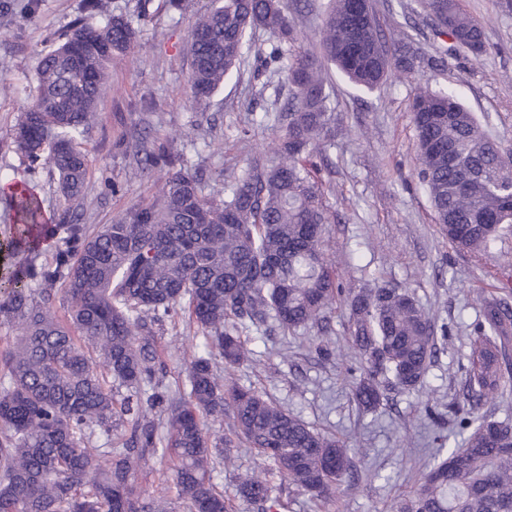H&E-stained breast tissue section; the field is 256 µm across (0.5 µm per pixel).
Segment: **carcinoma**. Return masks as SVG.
<instances>
[{"label":"carcinoma","mask_w":512,"mask_h":512,"mask_svg":"<svg viewBox=\"0 0 512 512\" xmlns=\"http://www.w3.org/2000/svg\"><path fill=\"white\" fill-rule=\"evenodd\" d=\"M328 0L321 55L301 50L288 0H214L193 26L191 88L208 99L241 71L257 29L272 37L265 61L286 73L291 97L278 115L282 134L269 151L224 186L203 195L171 142L146 154L163 174L158 198L98 229L72 219L88 174L81 141L97 122L112 57L137 47L122 17L81 21L39 61L37 95L12 141L28 165L57 176L68 207L46 221L38 195L12 193L11 248L32 253L58 230L65 248L49 263L28 259L9 271L0 321L11 335L0 348V512H172L165 495L140 501L137 474L163 448L174 459V486L185 512H232L213 473L235 469L224 451L246 442L262 465L238 474L240 499L271 512L265 463L281 483L322 500L357 470L344 441L328 437L252 388L222 377L220 365L253 360L243 330L270 321L287 331L318 328L337 304L348 307V339L358 356L352 392L375 410L386 393L419 389L437 353L435 320L406 290L386 283L343 288L325 257L330 223L312 158L326 137L330 65L355 89L377 90L392 74H414L396 55L371 0ZM434 37L480 56L481 24L456 0H421ZM411 112L418 178L448 241L476 257L512 231V154L482 127L454 91L415 82ZM61 287L67 316L55 308ZM188 313L204 339L186 363L185 381L162 388L152 326ZM512 349V308L481 299V320L467 356L463 401L456 404L461 442L437 455L394 512H512V423L482 411L504 386L501 363ZM125 388L120 394L112 382ZM232 419L235 439L210 438L201 419ZM128 427L120 448H98L100 430ZM166 432L160 433V425Z\"/></svg>","instance_id":"carcinoma-1"}]
</instances>
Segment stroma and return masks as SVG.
I'll return each instance as SVG.
<instances>
[{
    "mask_svg": "<svg viewBox=\"0 0 512 512\" xmlns=\"http://www.w3.org/2000/svg\"><path fill=\"white\" fill-rule=\"evenodd\" d=\"M484 27L487 52H460L439 74L420 65L430 86L457 91L464 106L512 153V9L505 0H457ZM151 0L141 15L138 0H110V13L131 22L135 52L115 58L98 101L99 122L82 143L89 174L82 208L75 215L90 227L121 219L134 206L158 196L161 182L145 169L157 140L175 138L189 169L199 172L204 195L220 198L224 184L240 175L258 150L279 134L277 114L288 83L260 57L268 42L255 31L252 51L238 78L207 100L195 99L188 53L193 23L212 0ZM381 29L394 42L413 41L436 56L445 43L434 38L419 0H372ZM85 15V0H39L27 18L0 15V182L25 185L41 198L48 218L65 203L49 169L30 170L13 151L15 127L36 95L41 57L71 24ZM336 94L328 133L315 162L331 222L325 231L328 259L344 283L361 288L373 281L408 290L450 336L422 387L395 396L373 411H360L351 393L348 310L328 314L330 356L318 358L316 329L283 333L243 332L252 361L233 370L236 382L264 392L276 404L319 431L357 448L360 479L337 486L323 508L309 495L281 491L285 512H392L416 488L430 459L434 438L454 430V403L462 399L466 354L479 317L478 295L512 302V235L497 240L480 259L457 251L438 224L419 186L417 140L410 112L412 85L391 77L370 94L357 92L330 73ZM157 349L167 368L166 384L184 377L179 348L202 350L183 321L156 328Z\"/></svg>",
    "mask_w": 512,
    "mask_h": 512,
    "instance_id": "obj_1",
    "label": "stroma"
}]
</instances>
